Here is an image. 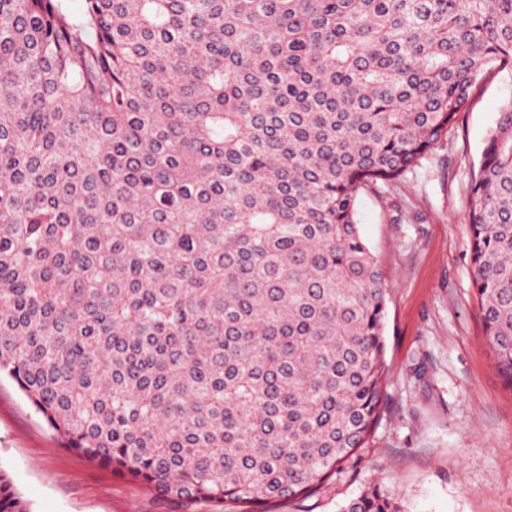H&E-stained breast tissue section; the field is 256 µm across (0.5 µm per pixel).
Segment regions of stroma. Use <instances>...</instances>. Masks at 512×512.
Returning <instances> with one entry per match:
<instances>
[{
    "mask_svg": "<svg viewBox=\"0 0 512 512\" xmlns=\"http://www.w3.org/2000/svg\"><path fill=\"white\" fill-rule=\"evenodd\" d=\"M511 99L512 69L486 74L447 140L400 183L360 189L357 222L387 287L383 417L343 474L274 512H339L375 485L404 512H512V390L484 337L466 222ZM0 468L32 512H218L159 498L69 450L6 377Z\"/></svg>",
    "mask_w": 512,
    "mask_h": 512,
    "instance_id": "1",
    "label": "stroma"
}]
</instances>
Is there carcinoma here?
<instances>
[{
  "label": "carcinoma",
  "mask_w": 512,
  "mask_h": 512,
  "mask_svg": "<svg viewBox=\"0 0 512 512\" xmlns=\"http://www.w3.org/2000/svg\"><path fill=\"white\" fill-rule=\"evenodd\" d=\"M512 65V0H0V374L77 454L267 512L381 416L356 221ZM512 389V99L468 212ZM0 512H30L0 470ZM339 512H403L374 487Z\"/></svg>",
  "instance_id": "obj_1"
}]
</instances>
